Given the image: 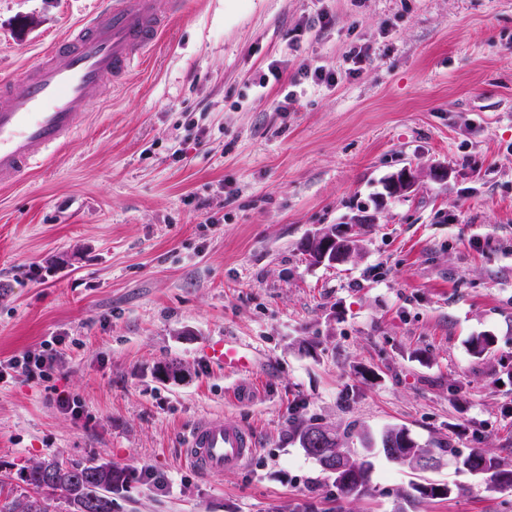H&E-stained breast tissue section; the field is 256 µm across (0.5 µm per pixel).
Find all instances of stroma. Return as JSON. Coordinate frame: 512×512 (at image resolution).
Here are the masks:
<instances>
[{
	"label": "stroma",
	"mask_w": 512,
	"mask_h": 512,
	"mask_svg": "<svg viewBox=\"0 0 512 512\" xmlns=\"http://www.w3.org/2000/svg\"><path fill=\"white\" fill-rule=\"evenodd\" d=\"M112 2L0 0V81ZM304 65L335 83L293 85ZM78 125L0 185V361L59 352L47 380H0V488L93 457L130 476L113 512H392L413 472L378 458L337 500L292 437L308 420L512 464V0H187ZM406 165L416 190L374 208ZM369 207L348 262L310 265L305 238ZM220 337L249 370L208 360ZM212 415L251 431L243 468L184 460ZM433 477L461 493L410 512H512L455 462Z\"/></svg>",
	"instance_id": "obj_1"
}]
</instances>
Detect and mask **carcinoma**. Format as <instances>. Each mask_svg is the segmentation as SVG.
<instances>
[{
  "instance_id": "1",
  "label": "carcinoma",
  "mask_w": 512,
  "mask_h": 512,
  "mask_svg": "<svg viewBox=\"0 0 512 512\" xmlns=\"http://www.w3.org/2000/svg\"><path fill=\"white\" fill-rule=\"evenodd\" d=\"M322 425L300 423L295 428L296 439L305 453L314 458L323 471L334 476L337 498L359 495L370 480L371 458L380 451L391 462L407 464L414 470L425 471L423 463L430 444L416 442L400 426H390L373 435L358 434L362 448H347L351 433L332 434L326 452H321L310 439ZM436 453L458 460L459 469L482 479L486 489L496 493L512 492V466L489 452L476 448L460 456L451 445H440ZM129 480V475L108 462L96 459L63 461L51 458L37 463L20 474L25 491L17 496L0 499V512H56L55 501L62 499L69 512H112V487ZM454 492L453 485L435 482L413 483L398 495L393 512H408L418 500L446 498Z\"/></svg>"
}]
</instances>
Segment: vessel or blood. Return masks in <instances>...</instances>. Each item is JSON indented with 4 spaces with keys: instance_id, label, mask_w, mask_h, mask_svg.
Segmentation results:
<instances>
[{
    "instance_id": "b4317fda",
    "label": "vessel or blood",
    "mask_w": 512,
    "mask_h": 512,
    "mask_svg": "<svg viewBox=\"0 0 512 512\" xmlns=\"http://www.w3.org/2000/svg\"><path fill=\"white\" fill-rule=\"evenodd\" d=\"M184 8L185 0H114L56 40L23 73L21 91L0 85V183L21 181L49 150L74 135L104 78L126 83ZM209 354L228 369L247 366L222 340L210 345ZM253 447L245 428L214 416L192 426L183 454L193 468L220 475L242 468Z\"/></svg>"
}]
</instances>
